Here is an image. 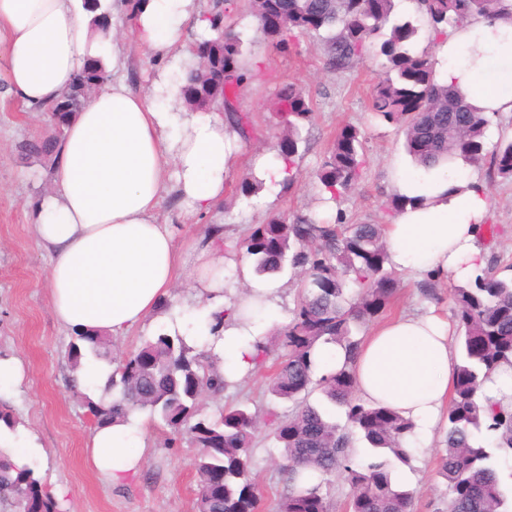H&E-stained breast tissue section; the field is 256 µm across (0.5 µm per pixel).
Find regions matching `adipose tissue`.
<instances>
[{
	"mask_svg": "<svg viewBox=\"0 0 512 512\" xmlns=\"http://www.w3.org/2000/svg\"><path fill=\"white\" fill-rule=\"evenodd\" d=\"M89 16L77 0H0V68L6 93L35 110L56 100L86 58L113 71L126 67L122 41L88 43ZM215 32L195 0H136L130 30L150 59L179 66L189 54L187 26ZM439 79L454 85L493 117L512 113V20L469 21L439 42ZM179 87L156 80L133 93L118 78L92 94L69 123L55 152L51 191L29 202L38 245L50 253L48 288L59 324L72 331L126 335L156 313L175 281L195 283L203 323L169 312L165 322L188 340L208 335L207 318L232 309L214 351L219 368L235 379L256 367L253 347L276 313L281 283L241 267L246 290L224 296L223 225H207L185 264L169 224L158 211L174 192L186 214L208 213L224 198V183L240 140L219 112L179 107ZM396 194L409 205L386 228L389 263L423 277L466 282L485 265L479 226L491 198L476 167L463 159L410 170L391 167ZM451 323L436 309L404 314L377 326L353 365L357 394L412 421L426 439L446 416L455 377ZM89 459L118 485L134 476L145 447L138 415L95 426Z\"/></svg>",
	"mask_w": 512,
	"mask_h": 512,
	"instance_id": "ef3b65f1",
	"label": "adipose tissue"
}]
</instances>
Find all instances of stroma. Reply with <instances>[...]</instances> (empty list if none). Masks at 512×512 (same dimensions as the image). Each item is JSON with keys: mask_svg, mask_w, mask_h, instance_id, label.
<instances>
[{"mask_svg": "<svg viewBox=\"0 0 512 512\" xmlns=\"http://www.w3.org/2000/svg\"><path fill=\"white\" fill-rule=\"evenodd\" d=\"M112 24L124 38L129 60L125 72L131 89L149 87L159 76L170 82L181 79L179 71L164 70L147 59L129 31L124 10L112 15ZM237 30L253 57L262 60L261 74L239 94L236 106L248 113L253 131L240 143L235 166L226 177L224 202L216 213L204 218L183 219L173 198H166L158 212L160 222L171 224L177 242L201 237L206 225L220 223L233 239L243 238L250 225L260 223L270 212L286 218L313 213L323 220L344 212L353 224L380 222L392 193L393 162L410 166L401 130L367 108L366 94L380 77L373 59H365L352 71L336 73L324 66L320 41L300 37L289 51L280 52L255 31L248 0H241ZM306 88L314 106L313 120L302 127L298 175L290 189L272 184L251 200L240 199L236 189L243 174L261 178L253 166L256 153L275 159L282 131L275 124L270 105L287 82ZM357 126L365 138L367 164L361 181L341 204L323 203L315 173L327 155L336 132L344 125ZM54 129L42 112H32L9 99L0 101V357L22 360L26 378L19 385L0 386V402L10 406L19 424L16 430L0 431V444L22 449L29 466L51 490L63 512H195L199 492L194 468L197 448L188 442L168 446L170 432L141 412L146 452L140 471L126 483L115 486L100 477L88 461L86 443L93 426L81 395L97 396L96 384L81 385L72 393L76 373L67 353L73 332L60 326L53 314L45 286L49 255L38 246L29 222L26 202L41 197L51 185V167L18 154V142L33 136H48ZM489 221L498 229L496 243L485 244L488 257L501 265L512 264V181L501 180L491 191ZM400 287L385 316L393 318L436 307L451 317L447 282H439L437 300L421 295L418 280L399 274ZM270 366L239 379L222 396L205 397L206 414L219 415L233 402L262 410L269 399L263 390ZM446 422H439L432 437L418 449L410 465H395L394 481L413 492L412 512H443L446 487L436 475V462L443 446ZM252 470L262 499L261 512H278L284 493L280 450L268 431H260L252 454Z\"/></svg>", "mask_w": 512, "mask_h": 512, "instance_id": "1", "label": "stroma"}]
</instances>
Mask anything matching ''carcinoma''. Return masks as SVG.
I'll return each mask as SVG.
<instances>
[{"mask_svg":"<svg viewBox=\"0 0 512 512\" xmlns=\"http://www.w3.org/2000/svg\"><path fill=\"white\" fill-rule=\"evenodd\" d=\"M418 17H394V0H255L251 15L257 30L274 49L285 52L300 37L321 39L326 68L352 70L364 59L381 61L383 77L370 89L368 108L404 134L407 153L417 166L434 168L461 158L483 170L487 187L512 179V139L487 144L490 120L453 86L437 80L436 59L414 49L420 25L434 39L465 20L512 18V0H414ZM235 0L213 3V22H224V37L194 44L185 62L181 96L193 111L222 108L230 128L250 134L248 116L235 107L238 91L256 75L240 33L235 31ZM224 71L216 85L207 75ZM110 80L101 61L88 74L80 71L62 99L74 101L65 112L46 109L51 136L22 141L20 155L53 163L56 146L69 121L81 110L87 91ZM314 114L305 88L290 83L275 95L273 115L282 128L277 160L283 163L282 187L294 183L299 132ZM365 166L360 129L341 127L316 172L327 201L336 203L359 184ZM383 224H348L342 213L332 221L301 214L288 222L270 214L249 226L241 240H224V251L242 253L257 275L278 274L291 266L300 287L290 321L275 342L256 341L257 365L275 361L265 393L293 404L288 415L272 406L260 415L244 403L224 406L215 419L202 414V401L231 386L216 364L211 347L190 345L178 334L158 333L128 353L100 387L97 399L85 398L96 424L124 422L133 411H147L168 428L170 441L185 439L198 448L194 467L200 488L196 512H258L252 450L259 421L271 430L283 458L287 492L280 512H332L322 482L344 477L352 493L348 512H410L413 494L392 479L396 464L412 455L403 448L413 423L396 411L356 396L353 364L362 341L354 330L375 321L397 293L399 281L389 267ZM459 355L448 406V429L437 461L447 487L448 512H512L492 454L475 441L484 432L495 449L512 457V399L479 402V391L500 366H512V278L484 268L475 278L450 289ZM340 348V369L316 375L317 351ZM112 364L105 336L75 333L68 359L81 366L85 352ZM345 409L347 425L360 435L372 458L353 460L350 433L340 429L310 402L314 392ZM0 507L8 512H60L57 499L34 470L0 449Z\"/></svg>","mask_w":512,"mask_h":512,"instance_id":"cac0c4a2","label":"carcinoma"}]
</instances>
